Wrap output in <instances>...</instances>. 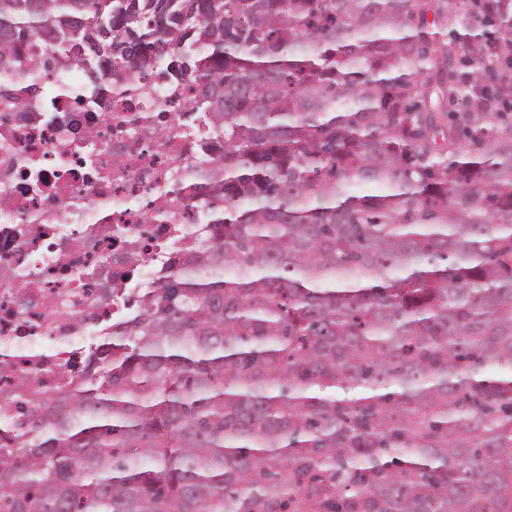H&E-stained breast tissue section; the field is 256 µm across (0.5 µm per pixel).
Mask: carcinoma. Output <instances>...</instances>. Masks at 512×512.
I'll list each match as a JSON object with an SVG mask.
<instances>
[{
	"label": "carcinoma",
	"mask_w": 512,
	"mask_h": 512,
	"mask_svg": "<svg viewBox=\"0 0 512 512\" xmlns=\"http://www.w3.org/2000/svg\"><path fill=\"white\" fill-rule=\"evenodd\" d=\"M457 7L0 0L1 70L167 65L224 140L182 272L0 447L9 512H512V74Z\"/></svg>",
	"instance_id": "cac0c4a2"
}]
</instances>
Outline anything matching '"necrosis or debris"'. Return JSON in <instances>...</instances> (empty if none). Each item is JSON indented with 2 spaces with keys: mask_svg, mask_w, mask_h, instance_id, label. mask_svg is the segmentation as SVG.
<instances>
[{
  "mask_svg": "<svg viewBox=\"0 0 512 512\" xmlns=\"http://www.w3.org/2000/svg\"><path fill=\"white\" fill-rule=\"evenodd\" d=\"M78 71L43 89L0 88V440L30 403L74 390L88 352L129 318L149 283L195 247L181 183L221 148L188 89L149 88L86 109Z\"/></svg>",
  "mask_w": 512,
  "mask_h": 512,
  "instance_id": "1",
  "label": "necrosis or debris"
}]
</instances>
